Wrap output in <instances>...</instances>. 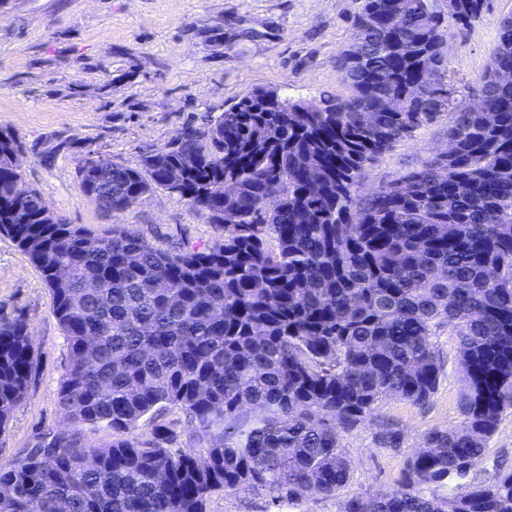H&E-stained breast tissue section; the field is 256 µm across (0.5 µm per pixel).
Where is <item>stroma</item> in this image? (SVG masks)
<instances>
[{
	"instance_id": "1",
	"label": "stroma",
	"mask_w": 512,
	"mask_h": 512,
	"mask_svg": "<svg viewBox=\"0 0 512 512\" xmlns=\"http://www.w3.org/2000/svg\"><path fill=\"white\" fill-rule=\"evenodd\" d=\"M362 0H0V126L13 130L25 154L22 176L51 212L103 233L121 224L150 244L207 248L221 225L195 214L185 200L157 190L114 213L82 193L79 166L88 152L137 164L169 149L188 126L229 109L258 89L317 103L349 93L338 66L353 39ZM512 0H490L484 17L453 31L445 46L441 89L449 107L395 143L369 167L360 195L393 183L441 156L454 112L472 108L498 49V23ZM23 316L37 357L28 395L0 433V468H9L47 434L70 430L57 401L68 352L40 272L16 244L0 236V315ZM443 375L422 405L382 400L373 414L342 431L352 461L348 482L299 512H338L354 495L394 488L427 435L458 423L461 374L457 338L442 330ZM172 449L196 447L176 407L140 421L132 439L156 427ZM206 512H292L265 492L213 494Z\"/></svg>"
}]
</instances>
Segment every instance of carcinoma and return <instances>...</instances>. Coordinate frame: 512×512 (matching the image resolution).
<instances>
[{
	"label": "carcinoma",
	"instance_id": "obj_1",
	"mask_svg": "<svg viewBox=\"0 0 512 512\" xmlns=\"http://www.w3.org/2000/svg\"><path fill=\"white\" fill-rule=\"evenodd\" d=\"M489 0H362L340 59L351 93L317 104L256 90L188 126L179 147L134 165L95 151L80 188L122 212L156 189L185 200L224 240L155 247L41 217V194L10 159L0 128V234L41 273L68 363L60 410L73 432L0 469V512H206L241 486L295 509L350 477L340 430L385 398L423 403L443 373L436 336H458L461 420L431 433L397 487L339 512H512V466L479 469L512 408V86L487 79V112L454 113L453 148L362 198L371 164L448 107L444 42ZM495 65L512 68V16ZM391 96L403 112L387 111ZM34 371L28 321L0 316V433ZM168 406L204 453L124 437ZM261 416L247 425L241 410ZM431 487L448 494H427Z\"/></svg>",
	"mask_w": 512,
	"mask_h": 512
}]
</instances>
